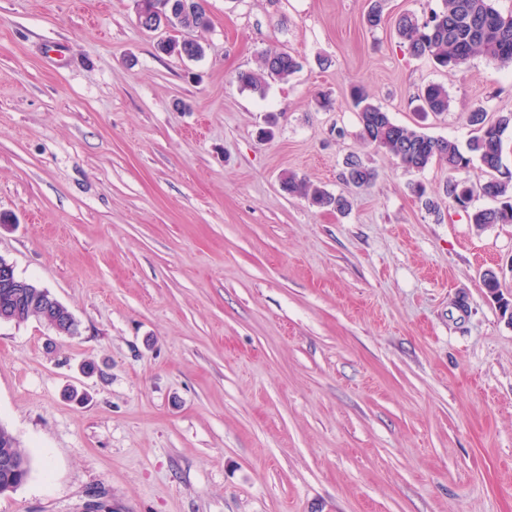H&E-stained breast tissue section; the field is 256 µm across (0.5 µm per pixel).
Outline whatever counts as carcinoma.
<instances>
[{
  "label": "carcinoma",
  "instance_id": "carcinoma-1",
  "mask_svg": "<svg viewBox=\"0 0 512 512\" xmlns=\"http://www.w3.org/2000/svg\"><path fill=\"white\" fill-rule=\"evenodd\" d=\"M400 43L416 57H427L442 69H455L471 57L482 55L501 65L512 63V13L496 9L494 0H441L440 8L432 12L431 20L421 22L412 14L401 16L396 23ZM301 68L298 56L291 52L269 54L262 59L257 71H242L237 75L241 89L264 94L270 81H286ZM351 98L358 112L361 138L377 149L395 158L403 167L422 171L434 160L446 162L448 182L445 192L454 204L471 200L473 188L456 174L479 163L480 170L489 175L481 186L484 196L498 202L489 208L474 210L470 222L478 228L492 224H512V170L509 178L501 177L503 163V136L512 128V113H502L488 121L486 112L477 109L469 114V122L477 127L467 151L445 139L430 137L420 131L392 121L389 113L375 104L360 86L351 89ZM418 111L440 114L448 111V89L438 83L427 85L418 94ZM373 178L371 170L359 160L348 163L347 182L361 187ZM288 193L302 196L320 208L340 213L350 207L343 195H333L324 188L309 183L296 174L283 177ZM14 456L11 476H6L0 465V482H12L19 487L28 478L31 458L17 439L0 426V458Z\"/></svg>",
  "mask_w": 512,
  "mask_h": 512
}]
</instances>
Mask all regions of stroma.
Listing matches in <instances>:
<instances>
[{
    "label": "stroma",
    "instance_id": "obj_1",
    "mask_svg": "<svg viewBox=\"0 0 512 512\" xmlns=\"http://www.w3.org/2000/svg\"><path fill=\"white\" fill-rule=\"evenodd\" d=\"M370 4L206 0L188 60L134 0H0V256L79 324L0 323V424L31 454L0 512H512V323L482 282L512 300V224L364 143L349 95L463 148L512 68L435 69L394 25L439 0H384L375 30ZM282 51L289 81L240 89ZM429 83L451 104L422 119ZM282 184L289 194L307 198L312 205L320 208H330L343 213L351 206L350 201L345 196L330 194L323 187L298 178L294 173L285 175Z\"/></svg>",
    "mask_w": 512,
    "mask_h": 512
}]
</instances>
